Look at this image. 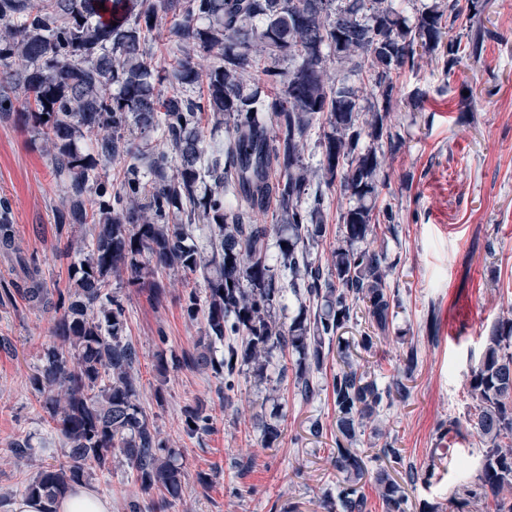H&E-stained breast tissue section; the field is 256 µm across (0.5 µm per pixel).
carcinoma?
I'll return each mask as SVG.
<instances>
[{
    "instance_id": "1",
    "label": "carcinoma",
    "mask_w": 512,
    "mask_h": 512,
    "mask_svg": "<svg viewBox=\"0 0 512 512\" xmlns=\"http://www.w3.org/2000/svg\"><path fill=\"white\" fill-rule=\"evenodd\" d=\"M481 11L480 0H437L410 25L396 0H0V114L21 107L19 118L45 143L67 194L56 210L57 233L74 257L67 287H44L39 258L22 255L9 204L0 201V251L15 255L27 280L3 289L0 303L18 295L30 308L56 314L53 341L30 382L67 448L66 461L39 467L24 498L57 512L60 500L89 480L87 464L108 471L119 459L143 492L160 493L147 506L128 501V512H168L181 499L187 472L139 404L138 350L125 336L114 279L158 296L163 272L201 278L205 298L190 289L185 309L190 319H202L205 343L183 362L224 379L226 393L235 391L244 367L262 378L275 352L289 351L298 356L295 387L312 398L313 375L361 305L363 350L389 332L390 266L355 244L399 220L392 205L376 208L378 152L399 140L388 123L394 77L415 70L427 53L442 57L448 77L462 59L480 60L486 30L458 21ZM168 15L175 17L179 56L157 70L145 45ZM196 49L216 59L204 76L190 62ZM285 56L294 62L286 73L276 65ZM331 57L366 74L372 106L360 104L346 74L324 83ZM249 69L257 79L247 89L241 74ZM165 81L206 88L165 96L158 89ZM206 116L215 130L232 126L224 143L209 149L201 134ZM321 117L328 125L321 140L324 186L305 206L310 184L299 141ZM92 132L94 144L80 147ZM118 162L124 166L114 179ZM335 186L356 205L339 215L343 245L325 272L310 248L324 236V203ZM272 201L288 223H252ZM77 224L89 226V235L74 238ZM194 224L209 229V259L189 243ZM272 233L284 243L291 287L311 304L288 323L276 316L284 284L269 262ZM218 343L220 358L213 351ZM332 388L341 474L336 512H365L360 482L368 469L354 445L391 391L366 380L346 356ZM470 391L479 401L473 428L486 445L481 490L491 492L496 512H512V497L503 495L512 492V448L504 445L512 440V319L493 326L471 370ZM183 416L187 434L209 431L201 403L185 405ZM376 458L390 464L373 473L385 512H406L394 474L413 484L431 480L432 471L418 472L388 441Z\"/></svg>"
}]
</instances>
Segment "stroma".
Returning <instances> with one entry per match:
<instances>
[{
    "mask_svg": "<svg viewBox=\"0 0 512 512\" xmlns=\"http://www.w3.org/2000/svg\"><path fill=\"white\" fill-rule=\"evenodd\" d=\"M483 3L479 20L496 37L479 61H462L446 77L437 55L425 54L416 74L397 78L390 120L401 138L379 153V199L398 205L400 222L391 231L378 227L362 243L391 263L388 282L398 302L389 333L372 351L353 350L351 361L379 387L398 381L407 387L405 397L373 416L375 443L391 442L417 469L431 464L436 471L431 481L406 485L407 512H495L478 486L484 445L468 424L478 411L469 383L491 328L512 318V0ZM63 198L42 142L17 115L0 117V200L8 202L20 245L37 254L51 288L68 282L54 222ZM353 204L336 189L328 196L326 233L312 249L323 268H331L341 243L338 216ZM162 282L157 301L136 288L118 293L139 351L140 403L179 449L189 474L171 512H336L337 355L329 354L316 373L311 399L272 368L261 381L244 372L235 392L225 393L211 372L181 361L203 334L201 321L184 310L197 280L172 271ZM54 320V311L19 299L0 305V512H10L37 464L65 451L29 383ZM161 333L168 338L163 345ZM412 348L418 366L408 376L404 359ZM161 357L170 361L163 373L156 368ZM271 393L278 398L273 406L264 402ZM194 400L211 415L212 428L190 437L182 408ZM273 411L281 436L267 448L261 427ZM316 421L317 435L310 431ZM21 438L35 448L34 458L12 452ZM200 472L208 474V488L197 483ZM91 486L111 512H126L129 499H148L118 461L110 471L92 470Z\"/></svg>",
    "mask_w": 512,
    "mask_h": 512,
    "instance_id": "obj_1",
    "label": "stroma"
}]
</instances>
